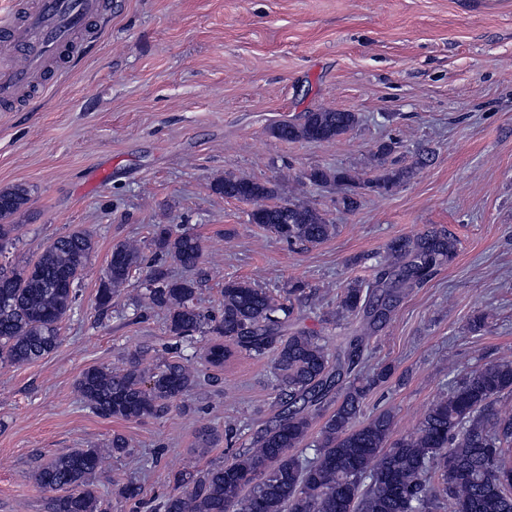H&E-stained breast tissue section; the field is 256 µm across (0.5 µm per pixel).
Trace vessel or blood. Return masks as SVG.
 I'll return each instance as SVG.
<instances>
[{"label":"vessel or blood","instance_id":"obj_1","mask_svg":"<svg viewBox=\"0 0 512 512\" xmlns=\"http://www.w3.org/2000/svg\"><path fill=\"white\" fill-rule=\"evenodd\" d=\"M103 7V0H28L22 20L0 23V103L37 83Z\"/></svg>","mask_w":512,"mask_h":512}]
</instances>
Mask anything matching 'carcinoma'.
Segmentation results:
<instances>
[{
  "label": "carcinoma",
  "mask_w": 512,
  "mask_h": 512,
  "mask_svg": "<svg viewBox=\"0 0 512 512\" xmlns=\"http://www.w3.org/2000/svg\"><path fill=\"white\" fill-rule=\"evenodd\" d=\"M353 112L318 109L275 126L285 141L323 142L351 130ZM408 168H381L372 179L343 169L317 167L297 178L329 187L362 184L386 193L410 177ZM212 190L228 199L253 202L249 222L289 243L317 245L336 230L320 210L297 201L272 202L276 186L226 175ZM29 202L22 185L0 189V250L16 240L18 225L2 220ZM140 306L166 313L169 332L181 338L207 329L255 356L272 353L275 375L287 400L247 448L222 465L173 476L175 490L163 512H436L451 499L453 512H512V412L496 409L512 393V360L491 362L464 376L430 406L410 434L393 437V415L383 411L356 423L371 388L391 369L363 379L355 372L370 338L385 324L396 290L417 288L453 260L456 243L430 229L392 239L369 280L355 278L342 289L339 312L364 317L363 333L331 354L322 339L300 327L295 303L305 297L295 283L280 301L250 282H224L220 315L201 311L196 285L169 276L160 261L186 269L203 258L200 237L158 225L152 237ZM93 236L75 230L48 244L33 261L0 264V364L24 365L52 353L59 325L76 299V287L95 252ZM140 249L113 247L97 291L99 307L112 305L132 271L142 265ZM197 382L186 358L165 359L144 370L133 358L123 367L91 366L76 381L81 401L96 414L139 419L187 397ZM316 418L322 419L314 453L301 450ZM126 438L115 434L103 448H71L38 467L32 478L46 490H63L52 512H101L96 479L105 458L122 455Z\"/></svg>",
  "instance_id": "obj_1"
}]
</instances>
